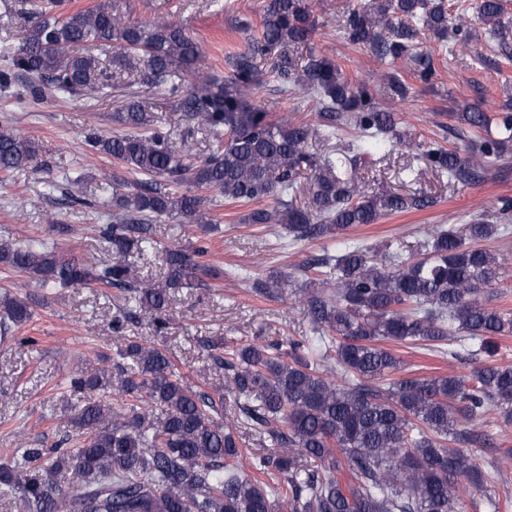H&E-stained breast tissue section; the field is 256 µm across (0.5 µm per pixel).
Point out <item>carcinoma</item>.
Wrapping results in <instances>:
<instances>
[{
	"instance_id": "carcinoma-1",
	"label": "carcinoma",
	"mask_w": 512,
	"mask_h": 512,
	"mask_svg": "<svg viewBox=\"0 0 512 512\" xmlns=\"http://www.w3.org/2000/svg\"><path fill=\"white\" fill-rule=\"evenodd\" d=\"M503 0H479L477 17L493 37L507 41ZM317 27L309 0H268L259 35L239 54L227 79L190 82L200 58L198 42L171 20L125 23L108 0L75 13L62 0H30L19 26L18 45L4 49L0 86L24 85L37 99L103 95L115 73L93 53L118 50L142 65L152 84L180 94L184 118L210 139L211 152L195 159L171 132L153 126L146 109L131 101L112 116L120 131H90L92 151L112 157L145 176L136 183L114 178L103 187L112 196V223L101 236L112 263L96 266L59 254L39 238L0 243V265L60 288L102 285L125 293V311L112 319V334L143 317L155 333L170 291L201 288L224 278L208 264L203 247L164 250L163 283L137 281L121 255L154 248L153 221L178 215L183 224L209 231L213 216L201 190L230 203L265 199L249 224H284L292 241L327 239L324 254L302 266L309 277L298 303L313 336L288 343L255 340L215 360L228 373V390L243 422L277 449L256 459L255 473L239 471L235 427L224 422L215 400L184 383L171 358L139 342L118 353L115 370L85 367L70 386L81 395L70 419L77 447L19 449L0 462V497L20 512H460L459 478L480 490L486 478L467 447L493 445L484 431L492 412L512 420V365L475 366L467 377L389 379L400 366L385 342L418 343L456 357L487 336H512V312L489 306L486 289L499 283L502 263L478 243L509 227L501 216L512 201L500 200L499 216L461 228H437L423 242L422 257L403 258L397 240L380 256L347 238L361 224L429 201L396 192L366 194L349 173L376 163L401 146L419 152L448 179L469 183L512 150V113L499 122L498 137H485L492 118L461 112L476 154L416 142L397 132L395 113L378 108L365 82L349 81L334 60L306 48ZM344 34L373 43L394 63L413 56L419 38L432 35L451 45L471 41L467 25L448 27L447 0H370L345 15ZM299 55L302 82L321 104L312 126L284 115L275 118L249 102L260 83V63L280 53L274 66L283 85L293 80L288 50ZM352 129V138L320 157L306 144L316 134L331 141ZM38 147L16 130L0 129V173L32 163ZM313 188L302 205L293 194L303 171ZM334 282V287L327 284ZM288 279L257 282L255 292L273 296ZM32 315L30 299L0 295L3 330ZM335 351V364L326 365ZM332 373L341 383L326 378ZM467 427L457 428L459 421ZM311 459L314 471L300 465Z\"/></svg>"
}]
</instances>
